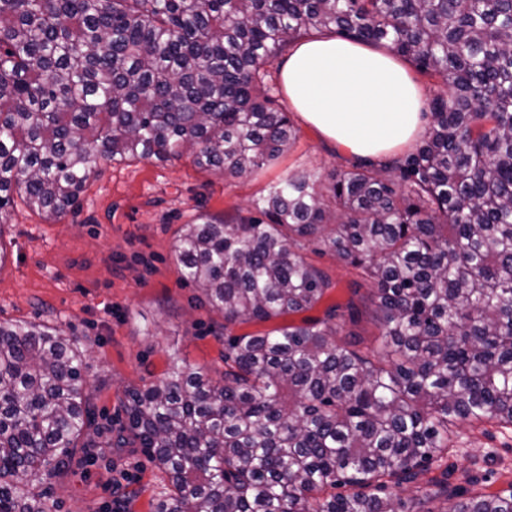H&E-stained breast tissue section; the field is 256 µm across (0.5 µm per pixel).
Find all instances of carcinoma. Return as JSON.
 I'll return each instance as SVG.
<instances>
[{"label":"carcinoma","instance_id":"cac0c4a2","mask_svg":"<svg viewBox=\"0 0 512 512\" xmlns=\"http://www.w3.org/2000/svg\"><path fill=\"white\" fill-rule=\"evenodd\" d=\"M311 31L384 45L448 93L402 157L325 188L290 171L259 216L183 225L177 263L224 315V373L175 361L129 390L115 445L165 474L154 512H512V489L462 500L446 469L388 493L448 458L457 422L512 426V0H0V220L17 196L48 219L78 209L98 156L274 165L297 131L267 66ZM311 240L371 285L375 350L336 339L352 303L229 333L335 288ZM83 367L59 326L0 321V512H51L44 482L95 425Z\"/></svg>","mask_w":512,"mask_h":512}]
</instances>
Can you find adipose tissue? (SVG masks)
Instances as JSON below:
<instances>
[{
	"label": "adipose tissue",
	"instance_id": "1",
	"mask_svg": "<svg viewBox=\"0 0 512 512\" xmlns=\"http://www.w3.org/2000/svg\"><path fill=\"white\" fill-rule=\"evenodd\" d=\"M279 75L300 117L359 157L383 158L424 132L420 88L386 47L314 35L295 45Z\"/></svg>",
	"mask_w": 512,
	"mask_h": 512
}]
</instances>
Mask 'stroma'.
<instances>
[{"label":"stroma","mask_w":512,"mask_h":512,"mask_svg":"<svg viewBox=\"0 0 512 512\" xmlns=\"http://www.w3.org/2000/svg\"><path fill=\"white\" fill-rule=\"evenodd\" d=\"M270 94L297 131L294 146L274 166L249 180L197 169L190 158L114 163L97 158L77 211L45 220L25 205L0 220V320L62 326L85 354L83 378L102 429L89 455L76 456L55 486L57 512H153L166 480L140 448H113L112 431L126 423L128 389L161 379L172 357L220 378L225 333L257 334L273 322L225 326L224 317L185 282L173 253L177 230L199 214L255 215L253 202L288 170L328 176L351 169L354 155L327 141L291 111L272 65ZM337 282L308 315L283 317L301 324L330 305L357 304L359 324L339 322V335L357 331L376 347L379 329L369 288L353 290L355 272L330 255L310 254ZM447 465L454 483L473 478L475 489H512V428L458 423Z\"/></svg>","instance_id":"35a3bbf8"}]
</instances>
